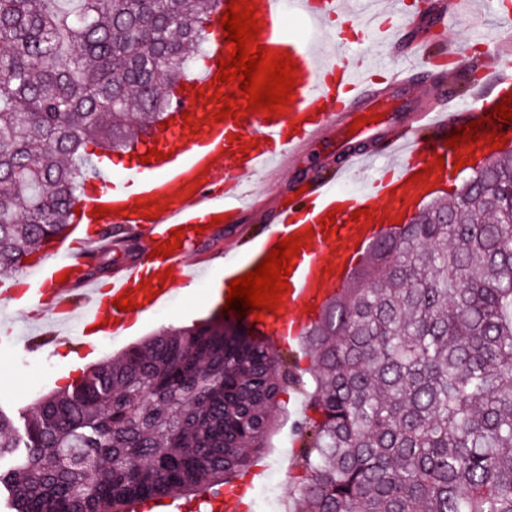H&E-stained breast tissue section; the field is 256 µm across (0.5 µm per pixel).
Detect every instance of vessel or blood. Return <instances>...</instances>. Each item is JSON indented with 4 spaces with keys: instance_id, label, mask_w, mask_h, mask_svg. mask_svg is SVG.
<instances>
[{
    "instance_id": "vessel-or-blood-1",
    "label": "vessel or blood",
    "mask_w": 512,
    "mask_h": 512,
    "mask_svg": "<svg viewBox=\"0 0 512 512\" xmlns=\"http://www.w3.org/2000/svg\"><path fill=\"white\" fill-rule=\"evenodd\" d=\"M250 2L257 8V44L289 55L296 64L292 99L270 119L256 111L215 121L220 105L214 93L239 90L238 84L215 82L230 47L220 27L228 0H219L210 15L207 63L174 99L167 127H156L148 144L136 147L125 167V183L111 180L108 168L96 167L76 202L89 223L139 232L143 246L136 261L113 274L107 286L98 287L73 278L77 260L71 246L56 240L44 248L40 260L27 265L22 278L0 280L1 303L23 298L34 312V331L19 339L24 350L37 353L85 344L91 328L97 335L118 338L125 335L132 315H150L170 304L177 285L195 278L191 254L199 216L252 209L253 179L276 175L278 165L293 163L307 142L335 126L338 114L351 111L378 66L374 44L394 41L387 19L397 12V0H291L292 11L307 23L304 36L288 28L281 0ZM496 104V98L487 96L476 110L452 98L447 106L420 111L416 125L401 127L382 153L349 155L334 176L315 181L309 194L280 209L275 223L256 225L241 242L243 257L225 256V280L253 271L290 235L311 234L287 277L289 288L280 306L263 312L258 321V340L274 347L301 341L373 245L396 230L427 189H438L453 177L455 152L446 147L445 136L482 118ZM420 126L432 130V137L417 136ZM150 147L161 156L142 163L140 157ZM439 157L444 160L440 168L435 165ZM219 180L224 187L218 191L214 185ZM131 184L136 187L132 193L127 190ZM142 203L149 204L154 219L141 216ZM99 206L108 210L100 219L93 213ZM365 207L370 218L353 220V212ZM330 213L336 218L333 233L322 223ZM177 228L184 231L181 248L168 257L157 256ZM48 293L56 306L46 319L38 309ZM127 295L138 303L136 313L117 308V300ZM74 320L82 330L77 337L68 332Z\"/></svg>"
}]
</instances>
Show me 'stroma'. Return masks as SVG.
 <instances>
[{
  "label": "stroma",
  "mask_w": 512,
  "mask_h": 512,
  "mask_svg": "<svg viewBox=\"0 0 512 512\" xmlns=\"http://www.w3.org/2000/svg\"><path fill=\"white\" fill-rule=\"evenodd\" d=\"M488 12L486 0H466L465 5L449 4L441 10L426 8L418 0H405L404 13L397 20V37L400 44H413L418 54L413 72L415 89L408 93L392 85V74L403 58L378 48L384 64L372 77V89L385 94L389 102L379 110L381 119L376 134L391 133L394 125L422 107L428 99L429 87L435 84H442L448 90L457 84L473 83L493 92L489 70L496 62L497 52L512 54V34L488 21ZM475 56L480 57L482 68L473 76L467 70V63ZM358 148L357 142L345 140L336 130H328L307 144L295 167L286 169L277 178L260 181L256 186L259 204L255 209L214 225L211 234L198 241L194 257L203 268L202 276L183 289L172 303L142 319L138 332L119 338H101L89 350L60 345L51 352L34 355L15 341L16 336L29 330L24 310L13 304L0 307V317L8 326L7 332H0V406L13 412L24 408L38 396L75 380L87 367L118 354L161 328H179L221 318L222 313L211 295L224 275L225 253L232 251L235 242L254 225L273 223L280 208L299 189L310 187L315 179L332 176L346 154ZM281 401L285 412L271 446L267 453L254 459L252 466L268 473L276 472L280 497L290 499L296 492L299 474L298 467L290 462L299 447L293 422L307 414V396L300 387L293 386L282 395Z\"/></svg>",
  "instance_id": "obj_1"
}]
</instances>
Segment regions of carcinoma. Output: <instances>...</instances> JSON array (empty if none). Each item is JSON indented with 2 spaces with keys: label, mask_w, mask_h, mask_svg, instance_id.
Segmentation results:
<instances>
[{
  "label": "carcinoma",
  "mask_w": 512,
  "mask_h": 512,
  "mask_svg": "<svg viewBox=\"0 0 512 512\" xmlns=\"http://www.w3.org/2000/svg\"><path fill=\"white\" fill-rule=\"evenodd\" d=\"M217 0H0V272L77 226L101 151L165 115ZM294 512H512V155L367 257L307 331ZM299 377L222 321L167 328L23 411L10 512H130L229 485Z\"/></svg>",
  "instance_id": "1"
}]
</instances>
